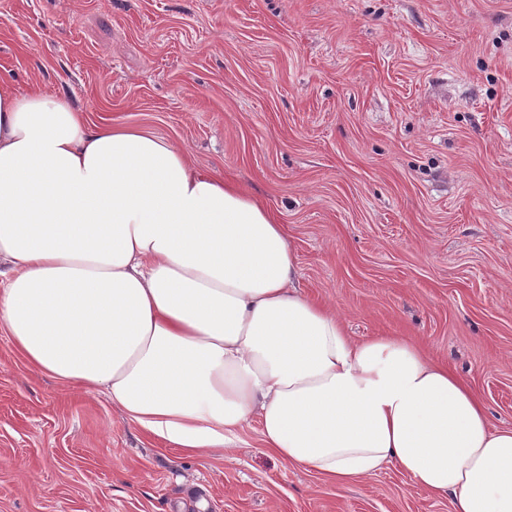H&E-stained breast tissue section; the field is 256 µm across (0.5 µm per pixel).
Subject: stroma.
<instances>
[{
    "label": "stroma",
    "mask_w": 512,
    "mask_h": 512,
    "mask_svg": "<svg viewBox=\"0 0 512 512\" xmlns=\"http://www.w3.org/2000/svg\"><path fill=\"white\" fill-rule=\"evenodd\" d=\"M0 76L139 126L263 199L300 290L418 340L512 427V0H0ZM0 512H451L247 427L170 448L0 331Z\"/></svg>",
    "instance_id": "obj_1"
}]
</instances>
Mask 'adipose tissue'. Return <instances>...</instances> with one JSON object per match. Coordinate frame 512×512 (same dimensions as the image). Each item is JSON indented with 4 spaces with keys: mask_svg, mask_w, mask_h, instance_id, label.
Here are the masks:
<instances>
[{
    "mask_svg": "<svg viewBox=\"0 0 512 512\" xmlns=\"http://www.w3.org/2000/svg\"><path fill=\"white\" fill-rule=\"evenodd\" d=\"M258 197L147 130L0 78V330L40 374L190 453L267 448L339 482L395 465L453 512H512V428L398 336L295 285Z\"/></svg>",
    "mask_w": 512,
    "mask_h": 512,
    "instance_id": "adipose-tissue-1",
    "label": "adipose tissue"
}]
</instances>
